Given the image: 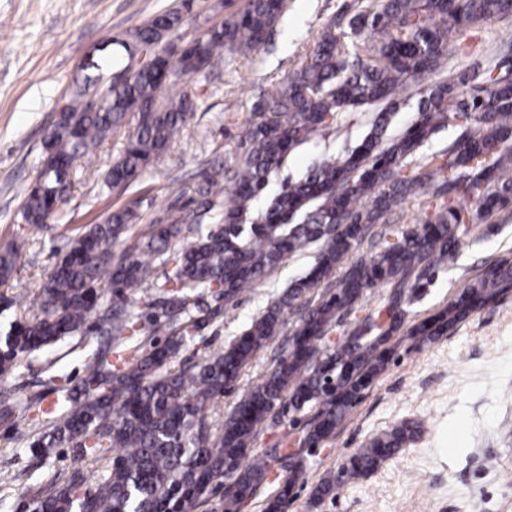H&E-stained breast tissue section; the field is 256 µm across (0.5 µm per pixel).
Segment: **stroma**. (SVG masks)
<instances>
[{
    "instance_id": "35a3bbf8",
    "label": "stroma",
    "mask_w": 512,
    "mask_h": 512,
    "mask_svg": "<svg viewBox=\"0 0 512 512\" xmlns=\"http://www.w3.org/2000/svg\"><path fill=\"white\" fill-rule=\"evenodd\" d=\"M176 0H0V245L23 237L27 249L4 292L30 301L70 237L95 223L107 209L139 201L142 214L168 205L194 186L206 162L223 157L232 165L237 140L258 103L289 71L305 60L328 24L344 31L363 0H288L268 43L246 55L228 54L224 68L207 82L189 80L197 103L186 129L167 153L133 184L114 190L104 175L123 149L121 137L107 139L82 161L71 196L57 221L38 228L20 219L24 191L38 172L42 139L59 100L75 88L81 63L93 49L122 37ZM512 40V17L485 22L477 36L456 46L448 59L454 72L472 66L491 69ZM372 109L344 113L334 128L294 150L271 181V190L301 178L308 167L357 147L369 129ZM439 201L408 198L388 225H375L363 240L368 252L383 228L404 230L425 220ZM512 251V207L492 217L475 218L473 238L455 260L442 264L409 308L407 322L430 318L453 299L471 277ZM314 249L288 259L253 292L229 307L220 323L195 334L176 365L200 362L240 336L251 319L304 276ZM287 326L242 370L232 391L215 401L224 419L244 392L288 351ZM395 355L385 372L337 429L335 437L309 459L304 484L296 486L288 512H512V290L492 305L472 312L456 329L419 347L405 332L394 335ZM92 344L68 343L31 358L20 378L21 394L42 390L48 373L75 379ZM426 421L423 434L376 473L350 482L337 497L313 501L315 485L375 435L409 419ZM32 421L0 422V496L14 501L28 475L49 478L69 463V448L53 449L38 466L29 441Z\"/></svg>"
}]
</instances>
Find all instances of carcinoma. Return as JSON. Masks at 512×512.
Here are the masks:
<instances>
[{"instance_id":"1","label":"carcinoma","mask_w":512,"mask_h":512,"mask_svg":"<svg viewBox=\"0 0 512 512\" xmlns=\"http://www.w3.org/2000/svg\"><path fill=\"white\" fill-rule=\"evenodd\" d=\"M287 0H247L198 37L166 42L183 24L181 9L154 14L118 41L148 53V64L104 83L99 63L87 65L82 84L58 103L43 142L41 168L24 197L22 220L40 226L69 201L80 161L112 134L128 128L123 152L105 182L116 190L136 181L165 154L195 111V100L175 87L186 76L209 79L224 68V52H256L284 15ZM512 16V0H367L348 26L351 42L327 26L302 65L285 76L241 132L234 164L214 159L188 199L169 204L133 235L142 215L133 202L109 211L68 242L38 292L39 313L0 336V422L29 415L39 431L29 447L46 459L50 449H72L68 470L29 483L7 512H208L222 493L223 512H240L258 488L275 482L263 512H288L292 487L304 481L312 449L322 448L356 406L360 388L386 368L393 333L426 271L458 253L473 229L472 211L492 215L512 204V72L494 78L474 67L448 70L450 45L471 29ZM435 73L414 121L387 134L396 97L409 82ZM100 95L106 107L89 109ZM382 105L363 142L343 158L330 157L303 178L284 184L267 209L250 219L270 176L288 156L343 112ZM461 134L430 155L420 148L445 128ZM448 204L423 224L381 239L358 254L376 224L410 196L432 193L436 178ZM318 245L315 263L273 300L243 334L198 363L171 368L193 333L224 311L283 261ZM25 242L0 248V285L12 278ZM123 247L120 254L112 248ZM336 277V288L314 293ZM393 288L343 341L330 333L369 292ZM512 288V252L496 259L463 291L494 303ZM108 298L97 322L94 312ZM304 310L288 355L250 386L220 431L211 404L239 380L241 370L280 334L288 308ZM465 319L456 300L410 328L421 345ZM103 337L80 381L45 404L43 392L15 398L11 378L29 357L73 336ZM278 433L270 448L251 451L256 436ZM422 431L404 421L370 439L313 497H334L367 477ZM108 462L92 482L84 465Z\"/></svg>"}]
</instances>
